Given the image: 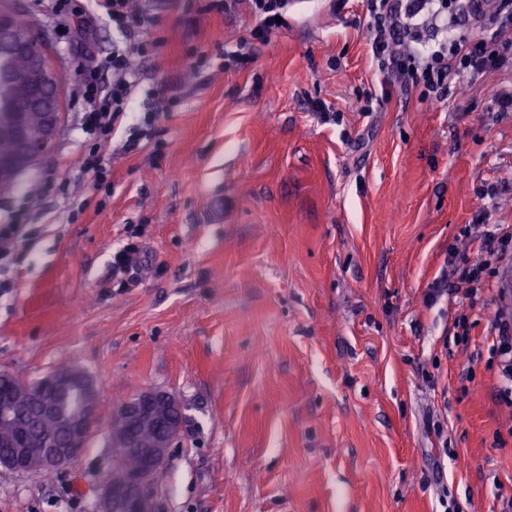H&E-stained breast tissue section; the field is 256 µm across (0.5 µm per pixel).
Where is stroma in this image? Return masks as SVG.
Segmentation results:
<instances>
[{
    "mask_svg": "<svg viewBox=\"0 0 512 512\" xmlns=\"http://www.w3.org/2000/svg\"><path fill=\"white\" fill-rule=\"evenodd\" d=\"M207 3L133 0L155 21L96 188L79 84L121 36L89 0L63 16L25 0L70 105L53 152L0 197V225L21 208L30 228L0 270V370L80 367L107 410L179 397L158 512H505L512 407L492 344L512 313L500 277L477 302L453 293L448 260L512 228V116L491 110L512 73L445 104L395 86L365 114L383 77L364 0L288 15L236 70L221 63L254 22ZM135 245L148 270L128 278L114 256ZM111 478L104 416L70 470H0V512H92Z\"/></svg>",
    "mask_w": 512,
    "mask_h": 512,
    "instance_id": "obj_1",
    "label": "stroma"
}]
</instances>
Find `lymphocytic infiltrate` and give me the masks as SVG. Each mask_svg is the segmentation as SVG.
I'll list each match as a JSON object with an SVG mask.
<instances>
[{"mask_svg":"<svg viewBox=\"0 0 512 512\" xmlns=\"http://www.w3.org/2000/svg\"><path fill=\"white\" fill-rule=\"evenodd\" d=\"M221 12L245 6L254 21L251 39H265L278 29L279 17L296 6V0H211ZM489 0H367L364 20L372 61L388 83L404 90H418L422 100L444 103L461 82L485 74L512 70V0H503L490 36L477 39L455 34L458 18L482 29ZM131 44L113 46L108 64L114 78L101 89L95 69H88L82 83L86 110L80 117L82 130L93 141L82 162V171L94 184L106 177L101 147L130 115L135 83Z\"/></svg>","mask_w":512,"mask_h":512,"instance_id":"lymphocytic-infiltrate-1","label":"lymphocytic infiltrate"}]
</instances>
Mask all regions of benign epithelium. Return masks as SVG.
<instances>
[{"label": "benign epithelium", "mask_w": 512, "mask_h": 512, "mask_svg": "<svg viewBox=\"0 0 512 512\" xmlns=\"http://www.w3.org/2000/svg\"><path fill=\"white\" fill-rule=\"evenodd\" d=\"M19 0H0V82H10L30 94L32 104L40 109L39 121L31 125L28 113L16 114L13 134L18 149L0 158V176L15 181L38 167L52 152L63 125L67 108V83L53 48L51 31L42 20L31 19V35L24 36L13 23ZM16 57L24 59L21 67L12 65ZM42 388L26 389L39 401V416L54 424L50 432L32 431L17 424L8 442L10 451L0 455V467L14 473L30 474L41 470L53 472L70 469L84 454L86 439L99 417L95 380L86 371H53ZM78 391L84 404L77 414L61 411L58 401ZM126 420L122 437L129 452L141 460V468L119 485H110L99 495L94 512H157L152 482L165 467L183 419V406L172 394L147 391L128 400L120 408ZM20 414L17 389L0 388V419L13 420ZM148 417L164 420V430L152 447L142 448L133 429Z\"/></svg>", "instance_id": "benign-epithelium-1"}]
</instances>
